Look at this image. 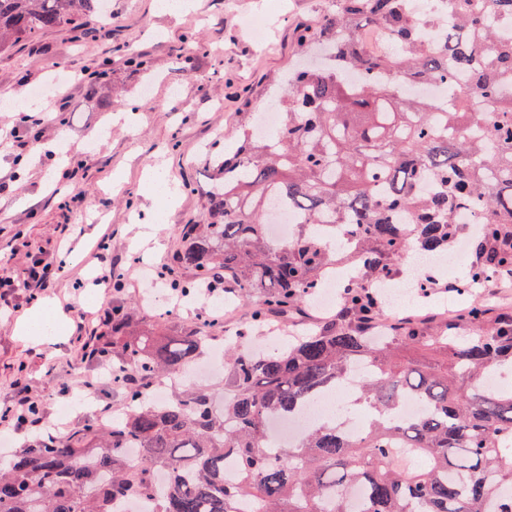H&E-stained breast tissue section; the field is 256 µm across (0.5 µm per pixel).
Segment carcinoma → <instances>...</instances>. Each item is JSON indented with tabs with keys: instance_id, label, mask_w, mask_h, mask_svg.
I'll list each match as a JSON object with an SVG mask.
<instances>
[{
	"instance_id": "obj_1",
	"label": "carcinoma",
	"mask_w": 512,
	"mask_h": 512,
	"mask_svg": "<svg viewBox=\"0 0 512 512\" xmlns=\"http://www.w3.org/2000/svg\"><path fill=\"white\" fill-rule=\"evenodd\" d=\"M343 2L328 29L360 42L380 28L386 43L351 55L343 70L288 73L280 130L246 133L224 160L208 223L184 229L169 269L188 294L217 278L224 292L255 300V322L294 317L319 289L333 265L325 224L351 234L340 254L369 283L399 273L412 248L443 252L475 206L483 222L466 283L512 269V37L497 25L512 20V0H454L453 27L436 0H419L421 16L412 0ZM91 15L109 17L103 0H0V51ZM437 84L452 90L442 102L408 93ZM271 205L302 217L285 244L269 236ZM180 270L196 283L181 282ZM342 300L347 317L277 351H245L242 334L227 340L219 414L204 388L146 401L153 381L195 362L210 340L200 327L101 339L98 357L127 411L0 464V512H120L139 499L155 500L153 512H512V390L483 385L512 356V316L485 333L486 310L475 306L472 336H431L437 322L421 319L376 344L374 300L348 286ZM401 344L435 361L397 359ZM355 364L369 370L352 399L366 409L362 434L349 439L329 418L271 453L269 420L301 412ZM410 398L427 414L400 416Z\"/></svg>"
}]
</instances>
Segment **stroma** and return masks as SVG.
Wrapping results in <instances>:
<instances>
[{
    "instance_id": "obj_1",
    "label": "stroma",
    "mask_w": 512,
    "mask_h": 512,
    "mask_svg": "<svg viewBox=\"0 0 512 512\" xmlns=\"http://www.w3.org/2000/svg\"><path fill=\"white\" fill-rule=\"evenodd\" d=\"M192 2L171 13L159 0H109L108 25L91 16L79 29L48 30L0 52V97L43 113L39 125L19 127L21 143L0 145V182L10 185L0 193V278L18 286L16 310L0 316V408L21 383L52 424L93 380V403L68 414L69 430L120 412L124 396L102 378L104 362L83 356L104 309L135 305L128 336L149 328L169 336L192 323L220 336L225 326L252 324L246 299L235 300L223 325L213 321L214 300L176 305L163 287L151 302L145 278L107 290L91 280L104 247L125 266L144 258L158 271L170 266L183 226L206 221L205 191L221 176L225 144L240 140L261 110L281 111L297 60L325 63L308 57L297 33L322 31L330 0ZM156 166L177 181L176 203L145 195L143 177ZM73 168L77 179H65ZM78 192L83 207L68 208ZM20 193L26 203L18 207ZM37 259L63 272L33 298L23 283ZM45 299L57 306L61 333L26 343L14 326Z\"/></svg>"
}]
</instances>
